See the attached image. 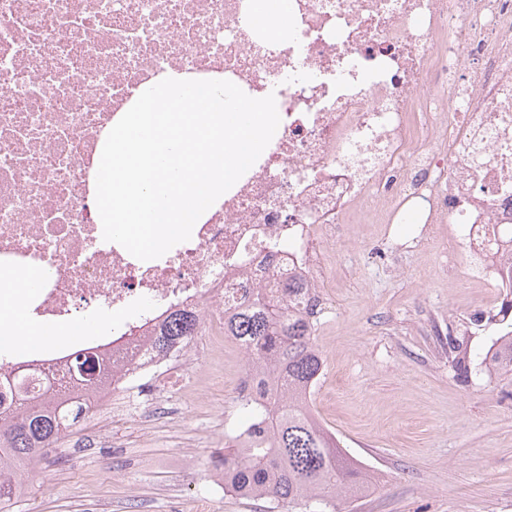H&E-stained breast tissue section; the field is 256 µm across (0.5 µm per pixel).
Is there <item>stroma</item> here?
I'll return each instance as SVG.
<instances>
[{
    "label": "stroma",
    "mask_w": 512,
    "mask_h": 512,
    "mask_svg": "<svg viewBox=\"0 0 512 512\" xmlns=\"http://www.w3.org/2000/svg\"><path fill=\"white\" fill-rule=\"evenodd\" d=\"M335 256L312 407L376 475L338 512H512V375L484 363L512 324L505 289L474 277L463 251L423 242L418 224L344 225ZM237 384L218 391L198 373V406L176 427H77L39 460L11 512H193L209 449L246 422Z\"/></svg>",
    "instance_id": "35a3bbf8"
}]
</instances>
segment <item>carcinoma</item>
<instances>
[{
  "mask_svg": "<svg viewBox=\"0 0 512 512\" xmlns=\"http://www.w3.org/2000/svg\"><path fill=\"white\" fill-rule=\"evenodd\" d=\"M303 291L305 284L290 281L279 302L259 292L250 307L226 323L229 335L245 346V366L263 374L269 400L261 406L241 401L255 427L243 437H228L219 462L224 488L236 494L288 512H336V502L366 493L371 473L341 448L307 401L324 361L315 345L317 321L293 311ZM198 327L197 318L174 311L155 347L167 349L195 335ZM492 362L496 371L512 374V329L499 336ZM89 413L87 403L74 398L0 418V448L8 452V459L0 457V503L22 495L21 474Z\"/></svg>",
  "mask_w": 512,
  "mask_h": 512,
  "instance_id": "cac0c4a2",
  "label": "carcinoma"
}]
</instances>
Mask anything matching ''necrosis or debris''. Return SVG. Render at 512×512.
<instances>
[{
  "label": "necrosis or debris",
  "mask_w": 512,
  "mask_h": 512,
  "mask_svg": "<svg viewBox=\"0 0 512 512\" xmlns=\"http://www.w3.org/2000/svg\"><path fill=\"white\" fill-rule=\"evenodd\" d=\"M287 29L253 0H0V271L48 269L30 317L112 319L108 383L70 374L61 350L7 348L14 402L85 397L108 425L161 411L159 378L238 349L224 320L253 289L309 285L321 307L340 224H452L481 273L502 276L512 225V0H287ZM274 95L280 123L255 164L160 258L104 241L96 206L103 140L166 75ZM199 332L169 353L150 338L170 310Z\"/></svg>",
  "instance_id": "1"
}]
</instances>
